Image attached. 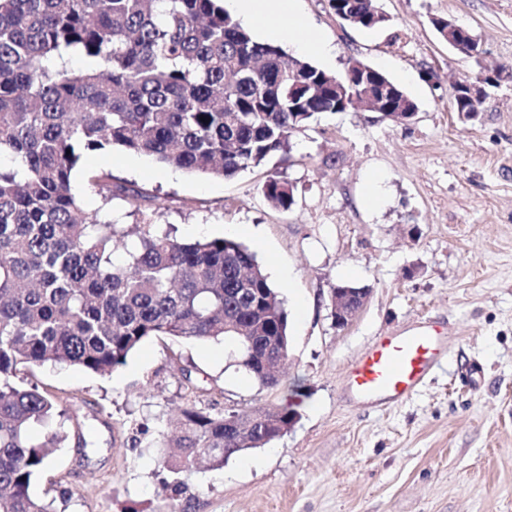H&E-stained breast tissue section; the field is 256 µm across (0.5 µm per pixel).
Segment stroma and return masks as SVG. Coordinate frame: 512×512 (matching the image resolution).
Instances as JSON below:
<instances>
[{"mask_svg": "<svg viewBox=\"0 0 512 512\" xmlns=\"http://www.w3.org/2000/svg\"><path fill=\"white\" fill-rule=\"evenodd\" d=\"M387 26L341 27L328 0H297L330 42L328 73L356 58L417 104L405 125L378 113L327 112L294 131L286 151L231 178L192 176L116 146L84 153L73 188L87 212L101 201L91 170L164 196L155 221L185 239L230 225L280 289L291 348L265 387L229 362L224 342L153 336L113 374L75 366L21 370L65 407L69 438L33 486L55 512H512V80L488 88L476 116L455 112L451 86L512 69V0H378ZM453 19L480 54L450 48L432 20ZM381 178L378 208L366 202ZM293 188L272 207L269 177ZM289 272L273 275L274 266ZM370 290L336 327L330 288ZM432 318L448 355L408 400L363 403L343 389L350 364L380 336ZM212 414L285 406L287 433L223 469L174 474L159 444L179 411ZM183 482L182 495L171 488Z\"/></svg>", "mask_w": 512, "mask_h": 512, "instance_id": "obj_1", "label": "stroma"}]
</instances>
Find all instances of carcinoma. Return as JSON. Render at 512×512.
Listing matches in <instances>:
<instances>
[{
    "label": "carcinoma",
    "instance_id": "1",
    "mask_svg": "<svg viewBox=\"0 0 512 512\" xmlns=\"http://www.w3.org/2000/svg\"><path fill=\"white\" fill-rule=\"evenodd\" d=\"M359 29L374 0H349ZM84 69L70 66L73 57ZM336 75L253 39L223 0H0V512H55L32 487L66 434L63 414L17 372L46 363L109 374L151 336L237 343L239 366L279 383L289 338L280 293L255 254L232 239L184 240L154 217L164 198L92 172L87 185L140 216L98 221L72 189L81 155L107 146L217 178L265 164L315 115L336 111ZM267 201L288 209V184L269 178ZM133 234L124 261L118 244ZM276 425L236 429L247 412H181L171 472L263 448Z\"/></svg>",
    "mask_w": 512,
    "mask_h": 512
}]
</instances>
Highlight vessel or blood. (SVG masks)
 Here are the masks:
<instances>
[{
    "label": "vessel or blood",
    "mask_w": 512,
    "mask_h": 512,
    "mask_svg": "<svg viewBox=\"0 0 512 512\" xmlns=\"http://www.w3.org/2000/svg\"><path fill=\"white\" fill-rule=\"evenodd\" d=\"M447 352L444 327L436 323L380 337L351 364L345 387L363 401L402 402L426 382Z\"/></svg>",
    "instance_id": "obj_1"
}]
</instances>
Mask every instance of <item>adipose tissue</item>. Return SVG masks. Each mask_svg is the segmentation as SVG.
I'll use <instances>...</instances> for the list:
<instances>
[{"mask_svg": "<svg viewBox=\"0 0 512 512\" xmlns=\"http://www.w3.org/2000/svg\"><path fill=\"white\" fill-rule=\"evenodd\" d=\"M233 13L262 34L288 41L295 52L328 58V45L315 38L295 10V0H229Z\"/></svg>", "mask_w": 512, "mask_h": 512, "instance_id": "1", "label": "adipose tissue"}]
</instances>
